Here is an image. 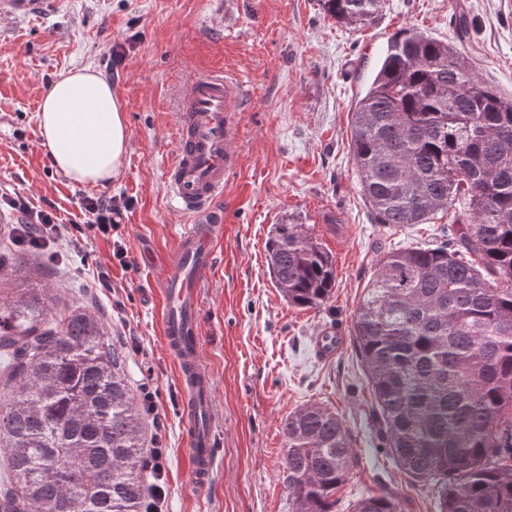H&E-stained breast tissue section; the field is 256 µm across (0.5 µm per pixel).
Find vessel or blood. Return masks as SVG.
Wrapping results in <instances>:
<instances>
[{
  "instance_id": "vessel-or-blood-1",
  "label": "vessel or blood",
  "mask_w": 512,
  "mask_h": 512,
  "mask_svg": "<svg viewBox=\"0 0 512 512\" xmlns=\"http://www.w3.org/2000/svg\"><path fill=\"white\" fill-rule=\"evenodd\" d=\"M50 4L51 0H0V16H37ZM243 104L241 86L223 74L189 79L179 93L175 156L165 174L170 200L179 211L194 217L166 262L163 333L179 366L192 479L200 488L211 479L216 454L213 383L201 356L198 285L212 268L223 239L224 185L240 166L235 115Z\"/></svg>"
}]
</instances>
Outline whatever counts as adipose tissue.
<instances>
[{"label":"adipose tissue","mask_w":512,"mask_h":512,"mask_svg":"<svg viewBox=\"0 0 512 512\" xmlns=\"http://www.w3.org/2000/svg\"><path fill=\"white\" fill-rule=\"evenodd\" d=\"M55 167L80 185H106L120 173L128 149L121 104L111 85L90 68L61 74L37 114Z\"/></svg>","instance_id":"adipose-tissue-1"}]
</instances>
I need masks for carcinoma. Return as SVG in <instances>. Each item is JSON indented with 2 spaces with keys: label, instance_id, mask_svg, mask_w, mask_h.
Segmentation results:
<instances>
[{
  "label": "carcinoma",
  "instance_id": "carcinoma-1",
  "mask_svg": "<svg viewBox=\"0 0 512 512\" xmlns=\"http://www.w3.org/2000/svg\"><path fill=\"white\" fill-rule=\"evenodd\" d=\"M337 23H372L383 0H320ZM470 23L455 18L457 43ZM457 43L404 28L356 102L350 147L378 224H424L464 207L443 241L392 250L354 314L378 439L439 512H512V94L486 84ZM269 274L316 308L336 264L303 224H274ZM33 254L0 273L34 284L0 300V512H144L147 429L126 352L85 311L48 317L54 289ZM289 512H336L355 459L342 419L312 404L282 422ZM351 512H404L385 489Z\"/></svg>",
  "mask_w": 512,
  "mask_h": 512
}]
</instances>
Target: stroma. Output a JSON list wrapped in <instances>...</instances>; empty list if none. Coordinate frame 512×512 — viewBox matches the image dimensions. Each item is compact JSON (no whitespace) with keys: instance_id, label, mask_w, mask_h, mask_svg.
<instances>
[{"instance_id":"35a3bbf8","label":"stroma","mask_w":512,"mask_h":512,"mask_svg":"<svg viewBox=\"0 0 512 512\" xmlns=\"http://www.w3.org/2000/svg\"><path fill=\"white\" fill-rule=\"evenodd\" d=\"M467 14L462 49L483 80L512 93V0H384L374 23L353 31L324 16L319 0H54L34 18L0 21V194L27 196L69 224L86 223L83 194L124 210L111 234L74 252L57 249L51 316L80 307L126 345L132 388L148 384L163 448V512H288L282 422L308 404L336 412L359 457L337 492L336 512L378 488L406 512H438L430 485L414 484L376 435L367 377L353 336L355 310L379 252L439 240L454 211L428 223H375L350 151L351 113L370 86L388 37L417 27L446 42ZM91 67L107 76L124 112L129 146L121 173L103 187L74 184L53 167L38 128L40 102L58 75ZM215 70L241 80L240 166L224 188V238L200 284L202 354L213 380L217 461L210 486L191 480L184 395L162 332L161 277L188 224L168 201L179 87ZM308 225L336 260V288L316 309L288 304L272 284L271 225ZM125 249L126 263L115 258ZM108 271L109 287L97 274ZM344 338L331 358L313 339Z\"/></svg>"}]
</instances>
